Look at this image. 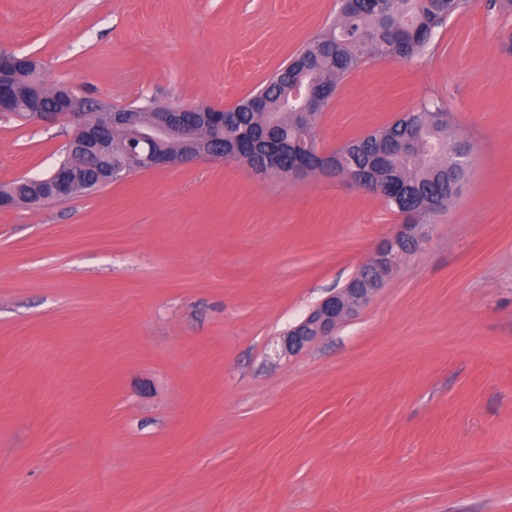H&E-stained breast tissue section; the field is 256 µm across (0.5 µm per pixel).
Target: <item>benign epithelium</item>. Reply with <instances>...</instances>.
I'll return each mask as SVG.
<instances>
[{"instance_id": "1", "label": "benign epithelium", "mask_w": 512, "mask_h": 512, "mask_svg": "<svg viewBox=\"0 0 512 512\" xmlns=\"http://www.w3.org/2000/svg\"><path fill=\"white\" fill-rule=\"evenodd\" d=\"M37 67L35 58L18 57L8 51H0V112L12 113L19 98V92L13 77L21 71ZM100 112L102 117L95 120L91 113ZM231 109H217L206 118L209 143L207 156L224 158V122L229 120ZM183 109H164L154 114L148 125L141 124L137 115L127 109L104 110L92 101L80 99V102H62L52 108H39L26 113L24 120L31 125H41L58 121L74 123L68 145L81 152L99 153L112 151V142L101 135V129L122 127L130 138L144 145V148L124 152L121 163L108 170V181L115 182L125 178L133 169L152 170L157 168L183 165L197 158L196 148L200 142V129L194 122L184 117ZM163 140L175 141L180 152L171 154L156 149ZM54 197L65 202L73 195V186L78 180L77 172L69 166L60 164L47 177ZM405 236L417 243L423 239L413 224L400 225L399 234L386 239L375 251L373 260L362 267L343 288L325 298L314 307L302 321L288 329L280 337L278 357H291L299 354L309 345L328 335L344 320L355 315L366 306L382 287L397 264L401 248L399 237Z\"/></svg>"}]
</instances>
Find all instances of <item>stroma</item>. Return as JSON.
Here are the masks:
<instances>
[{
	"instance_id": "1",
	"label": "stroma",
	"mask_w": 512,
	"mask_h": 512,
	"mask_svg": "<svg viewBox=\"0 0 512 512\" xmlns=\"http://www.w3.org/2000/svg\"><path fill=\"white\" fill-rule=\"evenodd\" d=\"M336 0H0V48L119 109L229 108ZM443 101L464 192L373 300L275 339L403 219L333 173L201 158L0 211V512H512V6L469 0L412 62L347 75L330 151ZM71 128L0 116V184Z\"/></svg>"
}]
</instances>
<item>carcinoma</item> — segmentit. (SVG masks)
Returning <instances> with one entry per match:
<instances>
[{"instance_id":"obj_1","label":"carcinoma","mask_w":512,"mask_h":512,"mask_svg":"<svg viewBox=\"0 0 512 512\" xmlns=\"http://www.w3.org/2000/svg\"><path fill=\"white\" fill-rule=\"evenodd\" d=\"M464 5V0H355L353 4L339 0L336 19L264 86L234 106L233 120L224 124L229 160L265 168V146L257 139L263 133L282 145L300 140L317 153L315 127L320 113L296 111L293 89L307 86L331 97L341 79L369 60H416ZM27 78L39 87L41 105L54 106L55 88L46 86L35 69L27 72ZM402 139L413 142L410 152L393 148ZM465 148L471 145L452 128L443 104L428 98L329 155L348 171L364 173L377 186L376 195L406 222L420 224L456 198L448 192V172H454L458 181L465 180L467 170L456 167V156ZM63 163L78 170L79 191L105 186L100 176L107 160L68 154Z\"/></svg>"}]
</instances>
